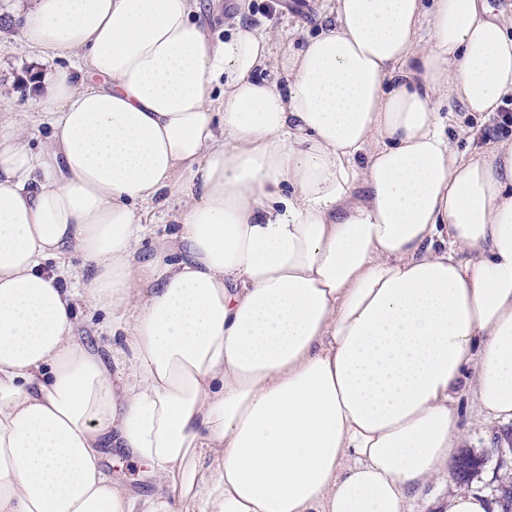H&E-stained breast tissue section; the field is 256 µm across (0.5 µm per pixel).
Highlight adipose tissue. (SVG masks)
<instances>
[{"label": "adipose tissue", "instance_id": "adipose-tissue-1", "mask_svg": "<svg viewBox=\"0 0 512 512\" xmlns=\"http://www.w3.org/2000/svg\"><path fill=\"white\" fill-rule=\"evenodd\" d=\"M200 11L25 14L78 70L43 79V151L0 116V512H409L462 390L512 420V141L463 156L441 114L512 97V35L486 0H336L281 90L271 34ZM82 302L121 346L80 339ZM105 467L112 473L114 479L120 482L133 494H148L153 490L152 478L146 475L148 468L129 457L117 459L112 451V456H107Z\"/></svg>", "mask_w": 512, "mask_h": 512}]
</instances>
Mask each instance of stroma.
I'll return each mask as SVG.
<instances>
[{
    "mask_svg": "<svg viewBox=\"0 0 512 512\" xmlns=\"http://www.w3.org/2000/svg\"><path fill=\"white\" fill-rule=\"evenodd\" d=\"M23 0H0V114L19 113L32 150H40L50 135L48 121L27 102V83L34 66L43 69H71L74 57H49L24 46L17 16ZM209 33L223 39L235 18H242L262 32L272 33L276 45L296 52L304 47L325 21L326 0H202ZM455 125L462 127L454 144L459 151L486 147L491 140H511L512 128L500 130L497 118L457 110ZM109 315L85 305L79 312L78 334L100 353L112 347ZM461 433L456 457L411 504V512H446L448 498L457 492L474 491L486 495L491 512H502V487L512 484V422L486 419L479 411L472 391L461 395ZM472 456L478 464L469 476H461L459 460Z\"/></svg>",
    "mask_w": 512,
    "mask_h": 512,
    "instance_id": "1",
    "label": "stroma"
}]
</instances>
